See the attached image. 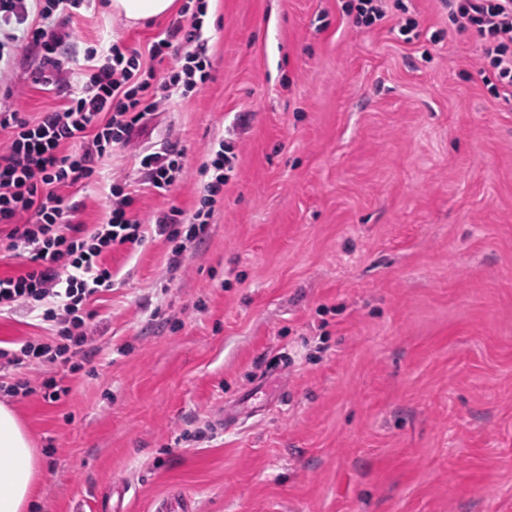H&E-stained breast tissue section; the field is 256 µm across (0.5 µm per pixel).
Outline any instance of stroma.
Segmentation results:
<instances>
[{"instance_id": "35a3bbf8", "label": "stroma", "mask_w": 512, "mask_h": 512, "mask_svg": "<svg viewBox=\"0 0 512 512\" xmlns=\"http://www.w3.org/2000/svg\"><path fill=\"white\" fill-rule=\"evenodd\" d=\"M201 1L209 79L67 193L97 224L124 176L152 221L196 207L209 145L234 169L172 282L162 238L108 255L100 352L68 395L8 400L41 461L31 512L172 494L191 512H512V99L479 73L478 37L442 0L367 29L348 0H177ZM109 2L75 18L74 71L87 46L144 50L171 22ZM33 67L0 77L17 92L0 109L32 121L58 104ZM166 142L184 177L162 196L138 167ZM283 358L287 399L257 398Z\"/></svg>"}]
</instances>
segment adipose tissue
Segmentation results:
<instances>
[{
  "label": "adipose tissue",
  "mask_w": 512,
  "mask_h": 512,
  "mask_svg": "<svg viewBox=\"0 0 512 512\" xmlns=\"http://www.w3.org/2000/svg\"><path fill=\"white\" fill-rule=\"evenodd\" d=\"M39 460L16 413L0 404V512H29L38 484Z\"/></svg>",
  "instance_id": "1"
}]
</instances>
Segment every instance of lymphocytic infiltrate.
<instances>
[{
    "label": "lymphocytic infiltrate",
    "instance_id": "1",
    "mask_svg": "<svg viewBox=\"0 0 512 512\" xmlns=\"http://www.w3.org/2000/svg\"><path fill=\"white\" fill-rule=\"evenodd\" d=\"M89 2L0 0V64L20 54L35 55L36 82L63 94L57 107L34 121L15 110L0 113V129L10 132L0 146V223L9 227L0 234V252L27 261L21 273L0 276V316L23 308L47 329L44 336L0 347V395L11 398L37 393L56 402L67 395V387L52 379L33 387L28 373L60 367L74 372L97 354L90 306L112 288L107 255L161 237L174 245L168 268L176 270L187 243L207 233L213 199L232 166L225 147L213 150L212 178L193 211L174 206L155 223H145L131 195L114 184L106 222L83 224L82 204L66 195V188L93 180L99 161L125 143L133 126L209 78L201 5L181 10L154 36L150 68H143L137 49L113 42L86 48L91 71L75 78L62 51L64 28ZM448 15L460 30L480 38V60L492 69L496 95L512 97V0H448ZM163 63L168 70L160 78L155 68ZM72 142L76 150L62 152V145ZM182 156L172 145L142 156L140 169L159 194L178 182Z\"/></svg>",
    "mask_w": 512,
    "mask_h": 512
}]
</instances>
